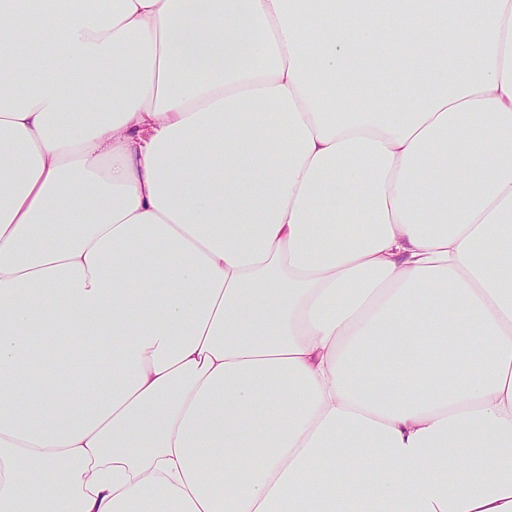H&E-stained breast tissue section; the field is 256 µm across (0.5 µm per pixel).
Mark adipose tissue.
<instances>
[{
	"mask_svg": "<svg viewBox=\"0 0 512 512\" xmlns=\"http://www.w3.org/2000/svg\"><path fill=\"white\" fill-rule=\"evenodd\" d=\"M111 2L0 0V512H512V0Z\"/></svg>",
	"mask_w": 512,
	"mask_h": 512,
	"instance_id": "ef3b65f1",
	"label": "adipose tissue"
}]
</instances>
